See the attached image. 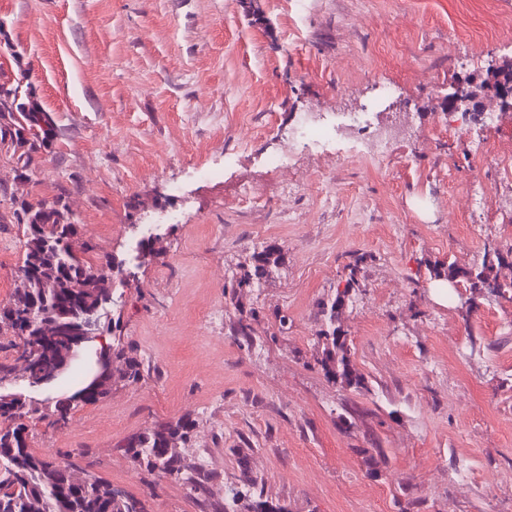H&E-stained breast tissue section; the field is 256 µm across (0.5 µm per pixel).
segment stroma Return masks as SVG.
<instances>
[{"mask_svg": "<svg viewBox=\"0 0 512 512\" xmlns=\"http://www.w3.org/2000/svg\"><path fill=\"white\" fill-rule=\"evenodd\" d=\"M510 20L512 0H0V83L26 72L55 119L27 172L0 154V183L69 189L97 254L126 260L102 334L142 363L64 428L33 426L30 448L84 453L149 512H212L235 493L238 512H512V303L465 313L418 274L423 258L512 251V112L490 101L452 124L446 102L512 60ZM307 112L331 127L358 112L363 128L271 171ZM379 128L393 145L371 157L360 144ZM248 187L263 207L240 204ZM23 242L0 223V302ZM267 246L280 277L226 296ZM352 263L341 324L363 390L317 362L320 304ZM254 310L247 348L238 320ZM181 418L205 500L123 450Z\"/></svg>", "mask_w": 512, "mask_h": 512, "instance_id": "obj_1", "label": "stroma"}]
</instances>
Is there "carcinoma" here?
Masks as SVG:
<instances>
[{"instance_id": "cac0c4a2", "label": "carcinoma", "mask_w": 512, "mask_h": 512, "mask_svg": "<svg viewBox=\"0 0 512 512\" xmlns=\"http://www.w3.org/2000/svg\"><path fill=\"white\" fill-rule=\"evenodd\" d=\"M501 84L512 85V62L487 66L486 78L467 85V96L481 109L483 99L491 97L500 110L512 111V100L506 102L495 93ZM18 96L19 86L0 85V151L16 157L25 169L47 149L55 120L52 113L19 102ZM0 195L10 201L9 209L0 213V222L9 219L25 226L24 258L17 270H33L7 301L0 302V335L9 337L16 358L34 356L38 372L54 381L74 361L65 350L67 339L99 329L100 316L111 296L106 277L113 273L116 260L95 261V245L75 223L67 197L58 195L51 201L19 197L5 188ZM283 264L281 251L274 247L253 252L239 264L230 296L273 278ZM419 266L425 268L429 279L463 289L465 303L459 308L467 313L476 297L489 293L512 302V254L487 250L481 263L471 266L428 259ZM357 285L356 266L352 265L345 288L321 303L324 322L317 338L323 345L319 362L327 376L365 390V380L352 364L347 336L337 325L345 301ZM99 354L119 363L107 379L98 380L95 370L72 393L51 403L25 400L20 412L0 404V512H146L144 501L91 471L84 484H73L69 472L75 464L36 455L28 444L33 421H45L53 428L64 426L78 407L105 399L112 384L140 380V362L122 343L95 349L94 355ZM192 428L193 423L183 419L147 428L128 438L124 448L139 469L177 481L189 493L205 497L208 474L198 465L183 463L177 450V443H188Z\"/></svg>"}]
</instances>
